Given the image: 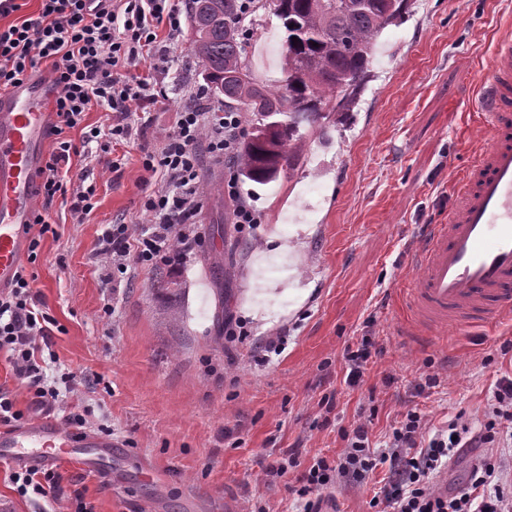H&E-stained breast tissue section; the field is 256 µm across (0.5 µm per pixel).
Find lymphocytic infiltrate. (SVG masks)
Here are the masks:
<instances>
[{"instance_id":"obj_1","label":"lymphocytic infiltrate","mask_w":512,"mask_h":512,"mask_svg":"<svg viewBox=\"0 0 512 512\" xmlns=\"http://www.w3.org/2000/svg\"><path fill=\"white\" fill-rule=\"evenodd\" d=\"M19 0H0V90L8 89L46 65L57 88L53 102L56 121L50 130L52 151L42 169L38 195L44 204L55 198L68 202L74 219L93 208L96 188L78 181L63 182L73 157L101 137L127 140L132 135L131 107L157 103L154 82L131 76L130 70L147 54L155 69L168 63L167 49L182 33L181 13L167 0H40L37 13L21 16ZM99 106L110 111L108 129L82 130L81 142L69 136L81 128L87 112ZM243 134L242 116L213 103L183 107L172 114L169 131L154 150L145 152L144 171L157 175L161 186L146 199L144 224H112L99 235L93 261L105 270L106 291L137 270L186 263L199 245L196 216L202 192L195 147L206 141L220 160L234 159ZM19 272L12 288L0 293V354L4 355L21 389L41 408L62 411L67 426L80 427L81 415L63 412L62 389H74L77 376L66 372L64 385L46 373L42 356L52 343L56 319ZM370 420L341 428L344 446L335 459L313 458L302 466L300 452L285 450L265 470L281 478L297 470L296 512H320L318 494L335 485H360L379 478L370 504L385 512H512V377L495 382L481 419L462 416L431 429L420 408L407 409L384 444L374 446ZM463 448L477 449L465 482L448 493L435 489L433 479ZM10 479L21 496L49 503L67 499L73 512H96L83 490L64 494L58 475L25 468Z\"/></svg>"}]
</instances>
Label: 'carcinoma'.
Instances as JSON below:
<instances>
[{
	"label": "carcinoma",
	"instance_id": "carcinoma-1",
	"mask_svg": "<svg viewBox=\"0 0 512 512\" xmlns=\"http://www.w3.org/2000/svg\"><path fill=\"white\" fill-rule=\"evenodd\" d=\"M189 2L192 52L207 88L224 95L226 110L278 114L275 122L253 126L236 157L240 174L257 188L299 165L326 113L355 103L376 39L408 6V0H271L286 35L288 74V83L271 91L251 76L244 32L253 13H242L237 0Z\"/></svg>",
	"mask_w": 512,
	"mask_h": 512
}]
</instances>
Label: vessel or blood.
<instances>
[{
	"label": "vessel or blood",
	"mask_w": 512,
	"mask_h": 512,
	"mask_svg": "<svg viewBox=\"0 0 512 512\" xmlns=\"http://www.w3.org/2000/svg\"><path fill=\"white\" fill-rule=\"evenodd\" d=\"M55 96L41 74L0 91V293L11 288L28 252ZM473 104L485 119L489 143L455 184L446 222L431 225L417 248L405 297L412 336L451 319L512 320L511 38L498 42ZM112 445L110 438L68 428L49 414L0 426V460L10 463L74 460L90 467L88 449Z\"/></svg>",
	"instance_id": "1"
}]
</instances>
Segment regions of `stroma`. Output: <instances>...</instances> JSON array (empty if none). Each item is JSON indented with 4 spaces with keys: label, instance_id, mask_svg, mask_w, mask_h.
<instances>
[{
    "label": "stroma",
    "instance_id": "1",
    "mask_svg": "<svg viewBox=\"0 0 512 512\" xmlns=\"http://www.w3.org/2000/svg\"><path fill=\"white\" fill-rule=\"evenodd\" d=\"M510 33L512 0H409L380 35L358 101L323 119L300 167L262 189L241 184L258 219L249 236L225 237L224 182L234 166L199 143L200 246L187 265L122 283L108 316L95 242L105 225L147 222L142 205L159 182L142 168L144 150L167 132L173 111L213 98L191 31L165 71H153V57L140 62L136 74L153 76L162 102L133 106L132 137L112 153L119 171L74 157L72 173L97 186L94 208L78 224L54 201L46 213L54 232L26 267L62 327L43 352L48 375L81 376L67 405L83 415L86 431L123 445L112 457L115 482L65 460L53 466L63 486L86 487L97 512H191L194 504L200 512H292L284 480L263 476L274 448L300 449L305 465L335 457L338 425L355 421L359 405L375 403V441L413 406L434 428L460 413L481 417L497 374L512 370L500 355L512 322L418 339L403 330L404 290L418 244L447 215L455 181L484 144L472 98L497 39ZM284 38L271 11L259 10L249 50L254 79L270 89L283 78ZM276 245L290 246V255L276 256ZM227 248L228 272L211 261ZM162 276L177 288L155 289ZM261 288L277 307L269 327L249 309ZM294 288L307 296L292 298ZM231 317L249 334L228 348ZM283 331V352L254 363L255 341ZM365 336L376 337L381 352L352 389L343 383L342 354ZM428 367L443 384L416 394L413 382Z\"/></svg>",
    "mask_w": 512,
    "mask_h": 512
}]
</instances>
